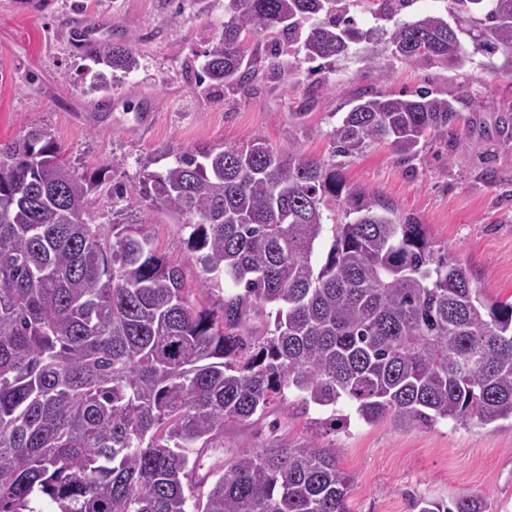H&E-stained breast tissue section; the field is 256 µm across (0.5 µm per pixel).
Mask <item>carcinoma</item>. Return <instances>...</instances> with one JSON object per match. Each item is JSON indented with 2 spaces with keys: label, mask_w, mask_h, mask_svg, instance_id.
<instances>
[{
  "label": "carcinoma",
  "mask_w": 512,
  "mask_h": 512,
  "mask_svg": "<svg viewBox=\"0 0 512 512\" xmlns=\"http://www.w3.org/2000/svg\"><path fill=\"white\" fill-rule=\"evenodd\" d=\"M360 0H224L206 51L210 85L239 93L278 77L279 53L246 36L277 32L332 65L364 42L389 58L461 69L472 53L512 73V0H448V15L372 0L386 25L362 30ZM114 72L138 67L122 43L87 44ZM331 132L350 157L387 143L416 156L455 131L459 99L427 88L350 101ZM102 166L76 175L45 128L0 144V512H351L337 449L272 428L227 466L224 424H246L300 394L303 410L346 398L368 423L400 428L512 421V301L477 286L426 225L349 186L336 165L258 137L184 151L146 174L140 198L186 231L203 276L186 287L143 224L84 219ZM336 203L339 209L330 207ZM325 262L312 256L326 231ZM235 291L210 301L219 282ZM273 329L247 330L253 306ZM417 512H488L464 494Z\"/></svg>",
  "instance_id": "carcinoma-1"
}]
</instances>
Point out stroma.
<instances>
[{
    "label": "stroma",
    "mask_w": 512,
    "mask_h": 512,
    "mask_svg": "<svg viewBox=\"0 0 512 512\" xmlns=\"http://www.w3.org/2000/svg\"><path fill=\"white\" fill-rule=\"evenodd\" d=\"M224 22V0H0V142L39 126L54 134L77 173L113 164L106 179L124 198L96 193L88 208L94 224L146 225L159 249L177 260L188 285L201 268L190 259L184 235L163 210L141 202L146 173L161 170L175 153L233 146L259 137L277 150L295 146L336 164L347 182L375 194L398 215L428 226L438 244L478 272L485 293L512 300V139L500 136L512 115V75L492 74L474 56L464 69L417 70L396 62L372 70L362 46L332 65L324 83H311L302 54L281 59L290 72L257 79L245 91L225 94L197 79ZM122 42L138 52L139 66L112 80L108 96L93 83L99 67L79 50L73 33ZM420 87L454 98L469 92L475 109H463L448 139H428L413 159L386 144L352 157L333 152L331 131L356 95L397 94ZM343 416L345 425L318 438L337 449L354 478L351 512H414L419 497L451 500L463 493L485 498L492 512H512V423L460 426L444 420L429 429L366 423L346 401L310 407L289 418L279 409L247 424L224 427L226 463L280 424L303 441L312 422Z\"/></svg>",
    "instance_id": "35a3bbf8"
}]
</instances>
